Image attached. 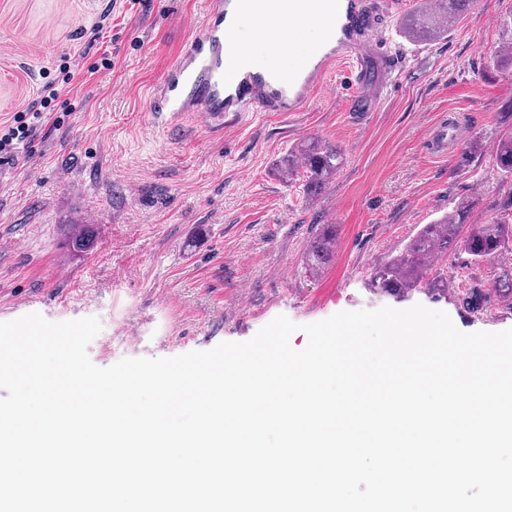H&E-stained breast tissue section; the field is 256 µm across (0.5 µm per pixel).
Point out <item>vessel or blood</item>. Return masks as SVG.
Listing matches in <instances>:
<instances>
[{
  "label": "vessel or blood",
  "instance_id": "b4317fda",
  "mask_svg": "<svg viewBox=\"0 0 512 512\" xmlns=\"http://www.w3.org/2000/svg\"><path fill=\"white\" fill-rule=\"evenodd\" d=\"M238 6V0H209L197 35L168 67L152 94L151 110L162 125L180 123L190 112L220 128L225 118L240 112L296 111L308 102L322 84L328 65L339 57L351 61L348 80L355 88L351 104L359 111L370 108L377 88L370 74L389 60L372 0L345 3L344 12L357 19L362 40L331 32L315 61L288 73L248 71L229 83L224 79V51L241 52L242 43L235 32L225 29L224 21Z\"/></svg>",
  "mask_w": 512,
  "mask_h": 512
}]
</instances>
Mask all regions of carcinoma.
Here are the masks:
<instances>
[{
	"label": "carcinoma",
	"instance_id": "1",
	"mask_svg": "<svg viewBox=\"0 0 512 512\" xmlns=\"http://www.w3.org/2000/svg\"><path fill=\"white\" fill-rule=\"evenodd\" d=\"M432 7H423L406 17L403 29L414 41H432L458 23L471 0H434ZM488 67L496 71L512 70V47L495 53ZM502 129L494 147V159L499 174L512 179V105L504 116ZM341 166L340 153L317 139L301 144L282 163L281 173L289 180L302 179L303 196L322 190ZM471 205L461 202L434 224L424 225L397 256L379 265L371 274V283L381 293L404 298L422 290L432 296L448 295V280L428 276L429 261L438 254L461 248L475 263L494 260L506 240L512 238V224L496 219L486 224H469ZM336 242V225L325 224L307 248L306 270L317 272L330 256ZM92 244L87 225L72 228L67 240L75 252H84Z\"/></svg>",
	"mask_w": 512,
	"mask_h": 512
}]
</instances>
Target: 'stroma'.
Masks as SVG:
<instances>
[{"instance_id": "1", "label": "stroma", "mask_w": 512, "mask_h": 512, "mask_svg": "<svg viewBox=\"0 0 512 512\" xmlns=\"http://www.w3.org/2000/svg\"><path fill=\"white\" fill-rule=\"evenodd\" d=\"M377 2L398 69L374 111L351 109L338 60L298 111L247 112L216 132L192 114L166 128L148 100L207 0H0V126L44 84L84 68L45 110L31 148L0 160V322L97 317L88 353L100 367L245 341L280 314L304 325L420 304L466 333L512 328V295L494 287L499 267L512 265V239L490 262L449 252L441 300L383 296L370 282L459 202H471L475 224L512 203L492 152L512 74L487 69L512 41V0H473L426 44L402 30L421 0ZM98 24L102 38L89 41L86 29ZM445 120L462 139L438 155L430 139ZM311 138L340 150L343 164L308 200L276 164ZM72 224L91 225L90 251L66 248ZM322 224L336 225V247L312 275L304 253ZM475 288L484 297L472 311Z\"/></svg>"}]
</instances>
